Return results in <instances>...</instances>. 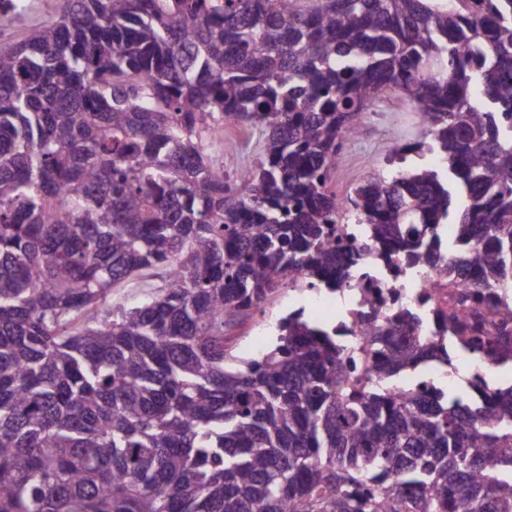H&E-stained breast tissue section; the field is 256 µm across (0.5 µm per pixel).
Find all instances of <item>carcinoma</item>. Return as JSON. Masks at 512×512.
I'll return each instance as SVG.
<instances>
[{
	"mask_svg": "<svg viewBox=\"0 0 512 512\" xmlns=\"http://www.w3.org/2000/svg\"><path fill=\"white\" fill-rule=\"evenodd\" d=\"M429 143L340 202L384 91ZM263 150L235 181L224 123ZM428 151L445 166L408 168ZM358 225L357 235L347 225ZM512 297V0H63L0 47V512H512V386H393L448 348L410 310L352 346L297 309L257 358L224 330L364 257ZM167 286L109 309L121 283ZM441 335L512 367V304Z\"/></svg>",
	"mask_w": 512,
	"mask_h": 512,
	"instance_id": "1",
	"label": "carcinoma"
}]
</instances>
